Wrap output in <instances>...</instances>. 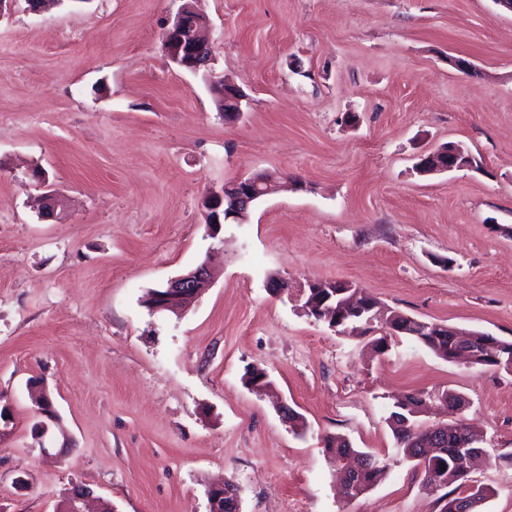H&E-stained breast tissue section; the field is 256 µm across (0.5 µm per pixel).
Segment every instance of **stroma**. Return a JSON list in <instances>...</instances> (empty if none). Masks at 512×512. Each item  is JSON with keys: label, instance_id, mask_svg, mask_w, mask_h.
<instances>
[{"label": "stroma", "instance_id": "obj_1", "mask_svg": "<svg viewBox=\"0 0 512 512\" xmlns=\"http://www.w3.org/2000/svg\"><path fill=\"white\" fill-rule=\"evenodd\" d=\"M197 5L212 62L196 74L163 45L176 0L0 13V512H63L77 485L115 512H209L224 480L240 512H440L388 423L397 396L438 390L466 400L493 457L470 473L490 492L482 512H512L498 457L512 370L407 336L378 355L296 298L343 281L383 309L512 342V13L495 0ZM217 80L246 93L241 119L219 111ZM447 144L479 169L419 174ZM254 172L289 185L209 229L206 191ZM208 257L187 311H149L150 289ZM252 368L271 394L246 386ZM34 383L58 412L51 433L71 441L62 458L40 453ZM336 435L390 460L352 500L324 448Z\"/></svg>", "mask_w": 512, "mask_h": 512}]
</instances>
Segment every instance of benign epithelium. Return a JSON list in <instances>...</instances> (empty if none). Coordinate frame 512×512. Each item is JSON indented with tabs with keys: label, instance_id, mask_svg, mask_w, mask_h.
Instances as JSON below:
<instances>
[{
	"label": "benign epithelium",
	"instance_id": "7a95c632",
	"mask_svg": "<svg viewBox=\"0 0 512 512\" xmlns=\"http://www.w3.org/2000/svg\"><path fill=\"white\" fill-rule=\"evenodd\" d=\"M207 18L193 5L192 0H182L172 21L164 32V44L171 59L178 65L193 72L208 66L210 61L202 63L196 60L197 50L211 49L204 38L203 31ZM224 105V116L237 119L242 115L241 101L243 95L236 88L224 84L218 86ZM473 166V159L456 147L445 146L421 159L417 170L424 175ZM281 187L279 177L270 172H257L237 181L226 183L219 188L210 189L202 199L206 210V223L220 225L233 219L239 223L247 220L252 204ZM210 270L203 262L188 273L176 277L150 294V307L155 311L179 312L191 305L209 280ZM352 288L343 282H311L303 290V309L315 320H324L331 328L339 324L371 325L374 315L373 307L358 302L357 296L336 304V297L341 295L339 289ZM40 415L43 418L37 430L40 435L48 432V423L56 419V412L48 395L41 400ZM91 490L77 487L70 494L67 504L69 512H85L84 505ZM209 512H240L237 494L224 486H212L207 490Z\"/></svg>",
	"mask_w": 512,
	"mask_h": 512
}]
</instances>
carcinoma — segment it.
Segmentation results:
<instances>
[{"mask_svg":"<svg viewBox=\"0 0 512 512\" xmlns=\"http://www.w3.org/2000/svg\"><path fill=\"white\" fill-rule=\"evenodd\" d=\"M408 336L420 341L438 357L451 361L464 359L467 363L481 367H512V343L505 342L495 336H480L473 332L469 338V346L474 354L468 355L457 351L458 344L450 331L443 326L439 335L428 336L420 328H408ZM420 393L406 395V400L395 404V411L389 417L394 436L397 440L396 452L403 459L413 463V467L424 475L427 485L438 488L446 487L449 492L443 495L446 499L441 512H459V502L477 496L486 498L482 489H474L470 485L469 466L460 458V444L483 451L480 440L471 430L458 422L445 419H434L431 422L419 418L413 406L419 402ZM325 448L331 453L336 466L340 470L354 467L356 472L344 483L345 495L354 499L366 493L380 482L387 473L388 464L371 452L359 451L351 443L340 436L330 437ZM375 461H368L369 457Z\"/></svg>","mask_w":512,"mask_h":512,"instance_id":"carcinoma-1","label":"carcinoma"}]
</instances>
